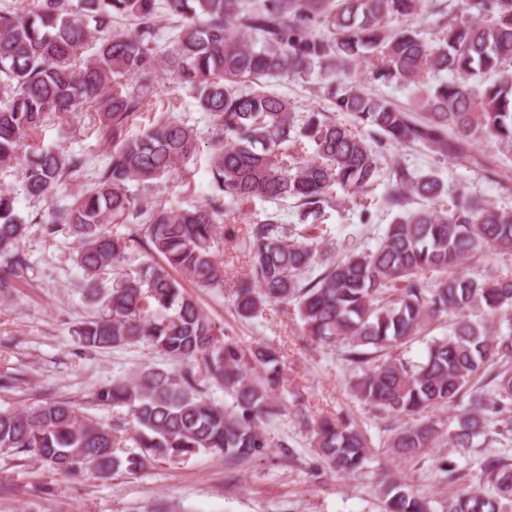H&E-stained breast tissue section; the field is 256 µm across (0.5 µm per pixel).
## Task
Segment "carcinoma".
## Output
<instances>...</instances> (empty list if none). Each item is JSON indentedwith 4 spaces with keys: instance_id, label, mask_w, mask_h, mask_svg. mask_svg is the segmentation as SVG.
<instances>
[{
    "instance_id": "obj_1",
    "label": "carcinoma",
    "mask_w": 512,
    "mask_h": 512,
    "mask_svg": "<svg viewBox=\"0 0 512 512\" xmlns=\"http://www.w3.org/2000/svg\"><path fill=\"white\" fill-rule=\"evenodd\" d=\"M184 20L175 45L157 54V0H32L22 10H0V163L21 160L22 191L48 200L80 162L59 148L29 145L45 119L83 107L97 111L112 157L89 188L73 195L65 211L43 218L47 230L68 224L78 240L77 265L103 314L74 329L83 347L106 350L147 341L177 363L143 368L133 378L102 387L96 400L127 407L138 451L121 458L116 435L82 415L70 402L45 401L0 411V449L31 453L68 474L85 468L107 475L136 472L156 460L175 462L200 451L229 462L250 460L272 447L265 429L275 416L271 398L281 382L279 351L257 342L243 348L224 338L196 297L182 284L224 287V267L214 255L217 225L239 203L295 201L299 230L276 214L247 228L251 275L233 282L238 317L251 320L268 304L296 306L310 341L339 347L354 368L351 391L380 416L408 417L390 429L387 447L417 457L441 438L465 456L474 448L512 442V278L479 279L459 271L480 250L512 252V211L464 193L448 194L434 172L393 163L388 203L399 209L377 247L331 257L315 230L324 211L338 205L335 188L353 195L380 176L377 151L353 131L369 128L375 141L419 145L457 165L477 168L492 182L507 162L479 158L472 142L485 138L512 147V0H167ZM432 9L423 30L388 28L390 21ZM135 21L132 32L112 28V18ZM257 40H252V36ZM364 60L370 82L414 87L420 105L401 109L343 78ZM194 94L211 121L213 195L192 208L149 210L128 188L174 174L198 149L194 129L165 120L136 137L128 121L155 81L159 64ZM323 77L322 98L354 124L317 111L298 116L280 96L241 83L279 75ZM445 72L448 78L439 79ZM137 77L140 92H123ZM307 140L316 159L290 154ZM450 195L448 206L440 204ZM422 202L409 209L414 200ZM17 196L0 189V254L17 249L26 221ZM133 224L125 235L110 224ZM161 262L102 287V275L135 247ZM321 272L311 278L315 269ZM25 259L12 256L0 290L23 276ZM443 277L426 281V273ZM443 315L448 335L427 343L425 358L401 348ZM507 323V330L496 323ZM487 376L489 396L477 387ZM214 382L234 398L226 407L204 397ZM470 396L449 429L434 412ZM318 456L344 474L361 470L369 456L366 434L344 418L313 427ZM439 481L463 476L453 458L438 464ZM479 481L491 488H458L445 512H512V458L490 454ZM384 512H431L428 497L389 483Z\"/></svg>"
}]
</instances>
